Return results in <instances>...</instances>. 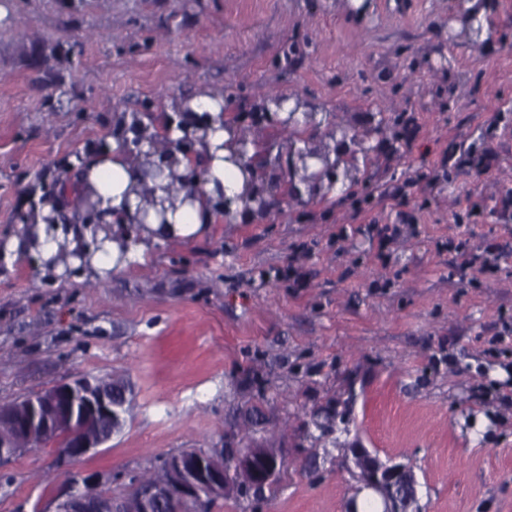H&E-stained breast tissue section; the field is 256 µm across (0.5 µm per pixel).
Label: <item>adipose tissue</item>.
<instances>
[{"mask_svg":"<svg viewBox=\"0 0 512 512\" xmlns=\"http://www.w3.org/2000/svg\"><path fill=\"white\" fill-rule=\"evenodd\" d=\"M223 104V99L214 95L193 98L188 109L191 114H206V130L194 133L190 118L174 119L160 134L165 145L160 156L113 139L111 149L90 156L80 165L79 194L90 197L93 203L85 213L84 224L48 232L47 221L53 212L44 208L22 238L7 242V250L54 262L59 274L64 267L56 258L63 251L72 254L73 265L82 264L100 274L112 269L122 254L131 261L145 260L162 237L197 234L221 213L224 199H231L238 211L248 212L253 205V185L241 175L229 173L226 158L235 149L234 130L224 125ZM198 161L207 170L204 189L178 205L166 219L150 213L149 203L140 194L143 170L152 163L162 165L165 178L152 183L154 196L160 200L167 196L168 175L187 176ZM129 224L140 225L138 236L126 234Z\"/></svg>","mask_w":512,"mask_h":512,"instance_id":"ef3b65f1","label":"adipose tissue"}]
</instances>
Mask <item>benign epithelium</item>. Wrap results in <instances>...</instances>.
<instances>
[{
	"mask_svg": "<svg viewBox=\"0 0 512 512\" xmlns=\"http://www.w3.org/2000/svg\"><path fill=\"white\" fill-rule=\"evenodd\" d=\"M287 102L288 97L278 96L276 111L263 115L279 123L283 132L294 127L282 115ZM288 154L302 164L305 182L325 178L337 184L336 163L326 161V153L320 149L307 143L298 147L292 142ZM110 385L101 378L83 376L0 406V422H10L15 428V435L0 437V460L26 453L35 440H67L60 452L73 462L102 447L121 431L127 413V400L107 392ZM232 463L245 475L246 485L261 489L272 481L280 466L278 457L266 448L238 451ZM353 465L364 488L381 495L383 512H407L417 485L409 468L383 461L364 449L353 451ZM163 468L166 478L158 484H147L134 475L127 477L128 495L121 502V512H157L163 503L173 505L175 512H192L193 505L222 499L230 488L228 466L206 451H184L167 458ZM112 483L110 474L80 476L78 482L53 497L50 512H115Z\"/></svg>",
	"mask_w": 512,
	"mask_h": 512,
	"instance_id": "obj_1",
	"label": "benign epithelium"
}]
</instances>
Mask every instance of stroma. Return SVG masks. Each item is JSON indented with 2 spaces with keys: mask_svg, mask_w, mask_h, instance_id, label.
I'll list each match as a JSON object with an SVG mask.
<instances>
[{
  "mask_svg": "<svg viewBox=\"0 0 512 512\" xmlns=\"http://www.w3.org/2000/svg\"><path fill=\"white\" fill-rule=\"evenodd\" d=\"M273 90L319 146L382 125L343 192L93 281L0 254V405L82 375L131 393L81 461L0 462V512L235 447L283 465L214 512H347L355 448L414 472L416 512H512V0H0V245L127 121L215 91L260 148Z\"/></svg>",
  "mask_w": 512,
  "mask_h": 512,
  "instance_id": "35a3bbf8",
  "label": "stroma"
}]
</instances>
